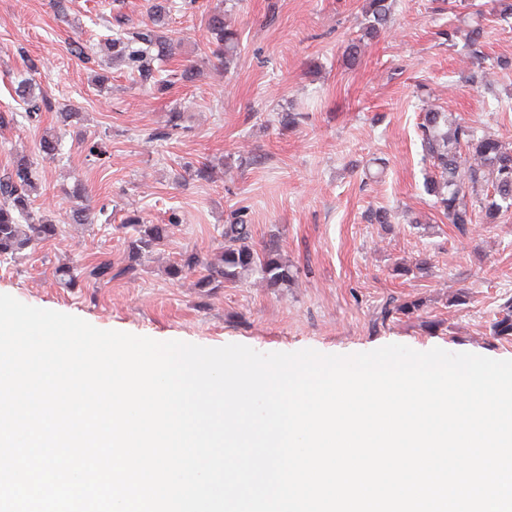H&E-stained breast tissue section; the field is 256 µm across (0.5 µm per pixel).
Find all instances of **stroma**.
I'll return each instance as SVG.
<instances>
[{
    "label": "stroma",
    "mask_w": 512,
    "mask_h": 512,
    "mask_svg": "<svg viewBox=\"0 0 512 512\" xmlns=\"http://www.w3.org/2000/svg\"><path fill=\"white\" fill-rule=\"evenodd\" d=\"M151 2L70 0L61 17L54 0H0V113L15 115L0 128V173L16 156H37L46 131L62 145L39 164L35 204L54 217L58 235L1 266L0 293L158 341L325 354L397 343L512 359V340L488 329L512 299V210L475 230L448 223L424 188L433 168L418 132L434 108L512 144V68L497 66L512 60V25L497 19L493 0H392L387 29L371 39L365 0H176L159 32L182 44L154 64L170 88L135 79L119 59L97 87L72 43L108 60L106 40L150 25ZM216 11L238 39L226 68L206 48ZM475 29L483 32L476 45L468 38ZM361 38L364 53L347 60V45ZM185 64L198 76L174 81ZM30 77L51 105L36 126L15 93ZM64 108L81 112L80 124L59 122ZM285 112L296 114L295 125L283 126ZM90 141L104 143L106 159L88 153ZM204 163L206 180L195 175ZM79 183L106 207L96 223L69 220ZM379 208L388 223L375 221ZM133 214L147 224L173 214L180 222L132 261L125 223ZM238 215L252 244L275 241L293 283L268 288L249 272L203 287L200 269L168 276L184 253H217ZM103 252L119 271L111 282L59 285V268L89 265ZM421 258L428 270L396 274V265ZM458 292L466 304H450ZM415 299L419 311L399 312Z\"/></svg>",
    "instance_id": "35a3bbf8"
}]
</instances>
